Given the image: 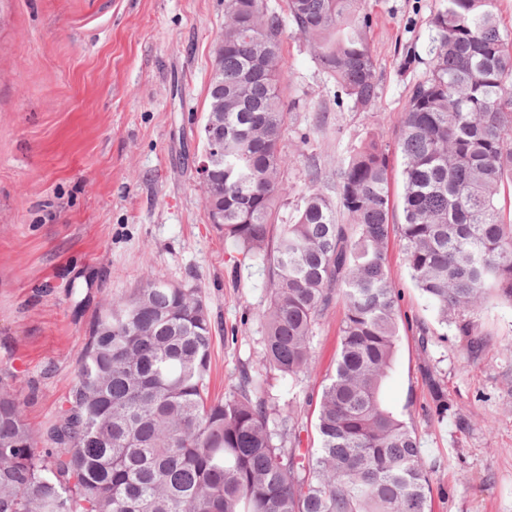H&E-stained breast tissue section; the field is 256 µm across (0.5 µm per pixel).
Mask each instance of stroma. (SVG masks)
Wrapping results in <instances>:
<instances>
[{
  "label": "stroma",
  "instance_id": "1",
  "mask_svg": "<svg viewBox=\"0 0 512 512\" xmlns=\"http://www.w3.org/2000/svg\"><path fill=\"white\" fill-rule=\"evenodd\" d=\"M443 0H366L378 104L338 101L306 43L284 33V93L296 103L282 147L281 200L332 191L336 158L367 137L393 144L429 70ZM224 0H0V368L54 421L101 305L145 278L198 289L213 322L209 390L224 397L254 364L269 287L237 264L208 219L196 172ZM389 271L401 294L397 352L383 389L417 433L435 482L432 512H512V306L474 319L488 345L469 361L413 285L398 235ZM342 303L313 337L308 375L280 383L304 422L336 368ZM432 338L421 347L420 325ZM453 407L432 415L428 375Z\"/></svg>",
  "mask_w": 512,
  "mask_h": 512
}]
</instances>
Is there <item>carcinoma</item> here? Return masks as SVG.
<instances>
[{
    "label": "carcinoma",
    "instance_id": "cac0c4a2",
    "mask_svg": "<svg viewBox=\"0 0 512 512\" xmlns=\"http://www.w3.org/2000/svg\"><path fill=\"white\" fill-rule=\"evenodd\" d=\"M497 0H445L434 16L428 75L394 143L402 160L397 232L414 286L476 359L473 316L512 306V34ZM358 109L378 82L363 0H225L224 52L208 100L224 85V157L210 158L217 229L270 288L258 361L230 392H206L212 321L195 288L147 279L93 321L67 403L39 432L30 397L0 374V512H431L433 470L415 429L383 401L399 342L389 275V146L374 137L336 160L335 195L312 190L276 223L286 158L284 27ZM344 307L336 369L317 404V443L272 380L312 365L333 300ZM435 413L450 410L440 382Z\"/></svg>",
    "mask_w": 512,
    "mask_h": 512
}]
</instances>
